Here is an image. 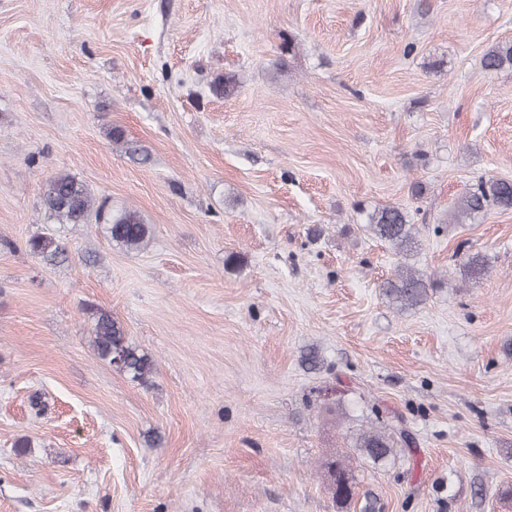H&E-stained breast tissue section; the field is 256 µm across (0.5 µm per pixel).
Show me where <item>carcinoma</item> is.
Masks as SVG:
<instances>
[{
  "instance_id": "carcinoma-1",
  "label": "carcinoma",
  "mask_w": 512,
  "mask_h": 512,
  "mask_svg": "<svg viewBox=\"0 0 512 512\" xmlns=\"http://www.w3.org/2000/svg\"><path fill=\"white\" fill-rule=\"evenodd\" d=\"M487 71L512 66V42L489 48L483 57ZM43 202L59 224H87L94 217L104 225L111 240L116 244L137 251L148 239V225L137 212L128 209H112L107 212L94 209L89 189L66 173L52 176L45 185ZM490 208L503 211L512 209V181L481 177L460 197L455 218L472 219ZM368 228L374 236L387 243L402 258L411 255L418 245L415 224L409 213L399 206H385L367 214ZM432 284L406 264L397 266L395 276L382 284L385 295L400 308L413 307L427 296ZM91 326L89 344L97 356L127 373L132 379L144 382L154 366L152 358L140 351L126 336L119 322L101 309H89ZM410 445L411 436L404 428L400 416L381 428L363 430L357 434L353 447L360 455L373 463H385L396 456L394 447ZM331 477L332 498L339 504H347L356 496V480L339 460L327 462Z\"/></svg>"
}]
</instances>
